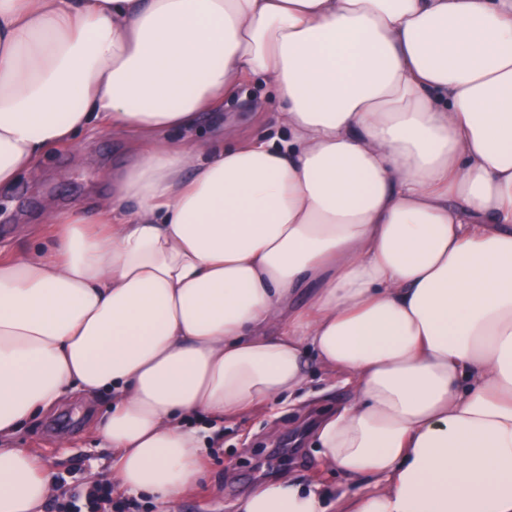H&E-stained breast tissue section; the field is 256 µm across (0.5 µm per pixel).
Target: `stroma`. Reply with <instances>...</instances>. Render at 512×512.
<instances>
[{
	"mask_svg": "<svg viewBox=\"0 0 512 512\" xmlns=\"http://www.w3.org/2000/svg\"><path fill=\"white\" fill-rule=\"evenodd\" d=\"M250 101L267 105L268 116L247 111ZM276 109L273 90L254 81L237 99L202 127L211 145L256 134L267 138L278 131L271 113ZM133 155L127 139L103 129L80 138L74 145L50 151L32 173L22 175L13 189L0 197V247L45 243V227L38 218L46 202L61 206L105 197L112 192V171L128 164ZM348 397L333 386L320 369H312L302 401L277 409H257L224 424L216 447L207 449L203 475L184 493L178 512H236L237 501L254 486L286 474L306 487L320 486L331 495L345 489L339 472L323 466L307 433L308 421L336 408ZM108 395L80 407L66 406L25 422L0 446L36 453L46 466L58 492L74 494L87 485L112 481L108 449L99 445L97 424L110 409Z\"/></svg>",
	"mask_w": 512,
	"mask_h": 512,
	"instance_id": "35a3bbf8",
	"label": "stroma"
}]
</instances>
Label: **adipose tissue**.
I'll return each instance as SVG.
<instances>
[{"instance_id": "adipose-tissue-1", "label": "adipose tissue", "mask_w": 512, "mask_h": 512, "mask_svg": "<svg viewBox=\"0 0 512 512\" xmlns=\"http://www.w3.org/2000/svg\"><path fill=\"white\" fill-rule=\"evenodd\" d=\"M257 79L279 142L167 143ZM105 128L139 157L95 215L0 257V438L110 394L117 487L173 508L313 357L360 489L237 512H512V0H0V190ZM52 491L0 448V512Z\"/></svg>"}]
</instances>
